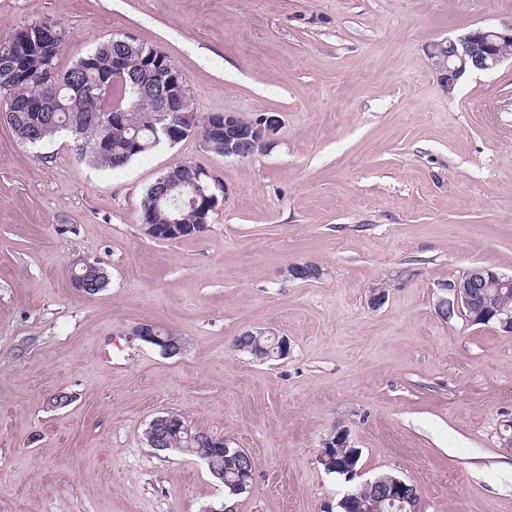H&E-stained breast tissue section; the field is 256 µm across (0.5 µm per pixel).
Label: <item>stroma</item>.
<instances>
[{
  "mask_svg": "<svg viewBox=\"0 0 512 512\" xmlns=\"http://www.w3.org/2000/svg\"><path fill=\"white\" fill-rule=\"evenodd\" d=\"M42 20L66 32L61 66L128 33L199 114L282 126L251 158L194 133L112 172L0 121V512L219 507L203 462L147 444L169 412L252 456L238 512H335L351 485L319 451L339 425L362 478L410 481L420 512H512V335L436 312L470 267L512 275V65L449 91L426 55L512 23V0H0V39ZM179 162L224 198L204 232L151 238L141 201ZM81 259L109 275L95 296L71 286ZM304 262L322 277L290 278ZM256 327L288 356L234 350ZM136 336L148 343L160 344L161 351L166 355H176L181 351V345L175 336H158L157 329L152 324H141L135 330Z\"/></svg>",
  "mask_w": 512,
  "mask_h": 512,
  "instance_id": "stroma-1",
  "label": "stroma"
}]
</instances>
